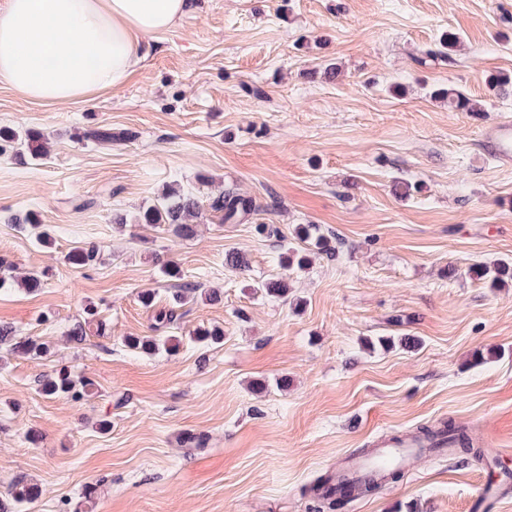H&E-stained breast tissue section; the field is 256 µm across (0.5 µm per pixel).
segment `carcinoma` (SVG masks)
<instances>
[{"instance_id": "obj_1", "label": "carcinoma", "mask_w": 512, "mask_h": 512, "mask_svg": "<svg viewBox=\"0 0 512 512\" xmlns=\"http://www.w3.org/2000/svg\"><path fill=\"white\" fill-rule=\"evenodd\" d=\"M486 84L490 91L497 95H509L512 93V75L508 73H496L487 78ZM431 96L444 100L448 110L455 112H479L481 105L465 93L453 87L438 88L432 91ZM13 147L15 155L22 157L30 154L39 157L47 154V147L37 133L30 132L22 140L16 138L10 132L0 131V152L6 148ZM209 208L212 212L220 214L221 220L226 224L241 222L257 210L252 198L247 197L233 189H227L214 197ZM202 218L201 206L197 198L181 188H171L162 193L160 201L153 207L147 209L140 218L144 224H151L162 227L173 236L180 239H189L196 232L197 221ZM7 224H18L35 234L40 240L50 238L45 225L41 224L39 216L29 211L22 216H10L5 219ZM295 237L305 242L309 239L315 240V248L319 253L329 257H335L339 253L337 241L332 237L317 234L316 226L312 224H298L294 229ZM99 256L95 246H76L69 252L67 259L70 264L76 267L94 265ZM310 257L301 249L290 247L280 257V265L288 270H303L309 266ZM224 265L231 270L241 272L249 268V260L246 254L240 251H232L225 254ZM470 273L479 279L488 278L491 283L507 285L512 281V266L506 262H499L493 265L475 264L470 267ZM258 288L269 298L286 301L290 293L288 279L284 277H272L266 279ZM199 291L197 287H184L176 290L172 295L173 303L155 312L154 321L157 326H166L177 319V308L184 305L189 295ZM95 329L94 335L104 336L107 331V324L100 317L98 307L88 304L83 309L82 321L78 322L71 330V337L82 341L87 336V330ZM123 344L128 350L139 354H153L164 347L170 352L177 350L178 345H167L155 336H127ZM12 352L27 356L39 357L48 352V346L40 339L28 337L13 344ZM93 386L89 379L76 378L72 372L61 367L49 376L40 381V392L48 397H63L75 402L83 400ZM417 433L431 441L429 450L433 451L440 444L446 442L448 447L459 448L462 451L473 455L474 458H481V452L473 447L472 439L467 431L451 421H444L438 426H421ZM400 477V470H392L381 478L368 477L362 482L354 485L350 482L336 488V477L327 475L318 480L313 488L314 504L312 512H325L334 510L336 504L348 498L350 495L360 493L368 494L379 490L383 483L395 481ZM41 496V488L26 479L17 480L11 489V502L0 500V512H28V507L33 505Z\"/></svg>"}]
</instances>
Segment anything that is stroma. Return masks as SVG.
Masks as SVG:
<instances>
[{"instance_id": "35a3bbf8", "label": "stroma", "mask_w": 512, "mask_h": 512, "mask_svg": "<svg viewBox=\"0 0 512 512\" xmlns=\"http://www.w3.org/2000/svg\"><path fill=\"white\" fill-rule=\"evenodd\" d=\"M191 4L119 90L55 105L0 84V128L49 140L42 158L0 153V214L37 212L54 239L0 223L17 276L0 288V326L51 346L0 365V498L24 478L42 490L32 512H310L309 487L357 449L450 419L482 460L420 455L336 512H512V286L469 273L512 262V164L485 142L512 121V96L486 85L512 72V0ZM446 32L460 46L429 57ZM331 63L341 73L329 81ZM438 86L482 112L449 111L429 96ZM101 126L112 144L83 139ZM397 181L423 189L402 199ZM173 184L203 204L231 187L259 211L240 224L208 214L191 240L137 223ZM299 224L345 247L291 272L294 307L258 285L281 274ZM84 244L100 260L73 268L67 255ZM231 250L247 253L249 271L225 267ZM162 260L202 292L157 330L176 352L134 354L123 337L155 331L139 292L156 289L161 307L178 288L158 276ZM32 271L43 285L28 293L19 279ZM209 289L221 301H206ZM90 303L109 334L71 341ZM213 326L223 342L194 341ZM404 335L420 346H364ZM62 366L92 381L84 400L40 394ZM258 379L267 391H252Z\"/></svg>"}]
</instances>
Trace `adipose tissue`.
Here are the masks:
<instances>
[{"label":"adipose tissue","mask_w":512,"mask_h":512,"mask_svg":"<svg viewBox=\"0 0 512 512\" xmlns=\"http://www.w3.org/2000/svg\"><path fill=\"white\" fill-rule=\"evenodd\" d=\"M189 9L190 0H6L0 84L50 104L120 88L143 59L145 39Z\"/></svg>","instance_id":"ef3b65f1"}]
</instances>
